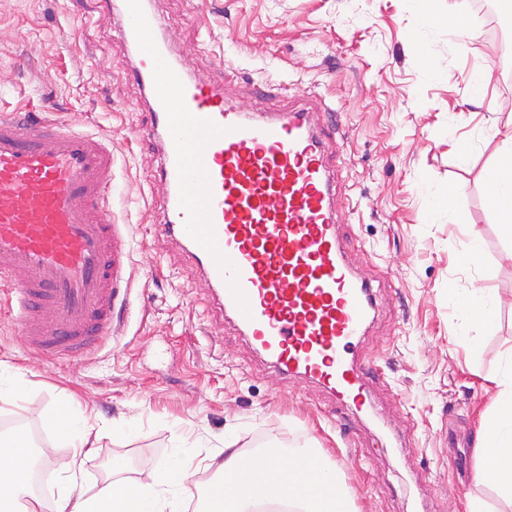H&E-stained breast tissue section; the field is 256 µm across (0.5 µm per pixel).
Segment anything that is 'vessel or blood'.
<instances>
[{
  "label": "vessel or blood",
  "instance_id": "b4317fda",
  "mask_svg": "<svg viewBox=\"0 0 512 512\" xmlns=\"http://www.w3.org/2000/svg\"><path fill=\"white\" fill-rule=\"evenodd\" d=\"M119 9L118 43L150 96L144 135L162 139L163 231L280 372L320 383L335 409L365 406L354 341L374 312L372 284L338 236L332 132L302 101L258 116L227 106L174 56L149 0ZM111 199V138L0 115V314L29 348L80 358L111 337L130 265Z\"/></svg>",
  "mask_w": 512,
  "mask_h": 512
}]
</instances>
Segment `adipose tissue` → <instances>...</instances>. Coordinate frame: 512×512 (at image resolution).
I'll return each mask as SVG.
<instances>
[{
  "label": "adipose tissue",
  "instance_id": "obj_1",
  "mask_svg": "<svg viewBox=\"0 0 512 512\" xmlns=\"http://www.w3.org/2000/svg\"><path fill=\"white\" fill-rule=\"evenodd\" d=\"M489 210L501 234L512 240V152L501 156L486 175ZM493 408L478 427L476 477L489 481L497 493L512 502V348L508 349L494 379ZM63 439L72 450L61 482L63 491L53 499V512H180V502L200 469L216 468L218 476L205 488L201 512H252L254 505L283 500L293 512H340L341 497L329 485L330 467L322 453L306 448L269 465L266 455L243 453L225 441L223 461L180 451L167 468L146 467L138 477L104 482L85 492L83 474L99 439L80 417L68 415ZM311 467L321 476L311 485L295 481L297 472ZM30 468L25 449L12 435H0V512H37L41 504L26 481ZM237 489L226 493V482Z\"/></svg>",
  "mask_w": 512,
  "mask_h": 512
}]
</instances>
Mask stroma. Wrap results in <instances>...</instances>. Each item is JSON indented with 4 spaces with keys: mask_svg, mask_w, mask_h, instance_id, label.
<instances>
[{
    "mask_svg": "<svg viewBox=\"0 0 512 512\" xmlns=\"http://www.w3.org/2000/svg\"><path fill=\"white\" fill-rule=\"evenodd\" d=\"M161 32L196 78L217 85L229 105L252 113L308 95L338 113L330 146L346 164L337 189L347 258L371 280L377 313L358 353L371 362L372 407L333 412L318 384L281 375L236 324L223 317L197 266L164 236L157 142L146 92L128 72L116 40L121 22L104 0H0V110L18 102L112 138V220L127 225L130 276L115 300L116 330L95 353L72 362L29 349L18 326L0 320V371L20 397H0V418L18 419L52 449V474L71 450L45 429L64 406L90 416L101 435L83 486L129 476L143 463L172 465L181 448L244 451L318 448L337 465L354 512H488L512 503L474 479L476 430L493 404L491 379L512 347V240L489 217L485 171L512 148V71L496 70L482 100L471 73L512 62V40L486 38L470 15L458 49L417 0H153ZM227 69H220L218 59ZM464 121H456V114ZM472 144L460 164L451 141ZM454 197L459 216L429 213ZM483 257L458 260L470 239ZM483 288L500 300L492 317L461 335L449 293ZM127 424L128 438L113 428Z\"/></svg>",
    "mask_w": 512,
    "mask_h": 512,
    "instance_id": "1",
    "label": "stroma"
}]
</instances>
